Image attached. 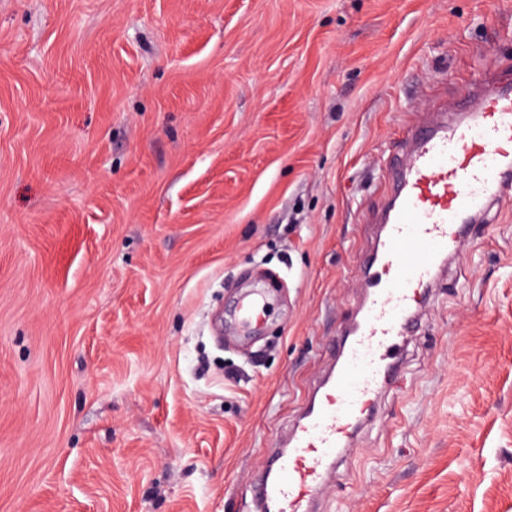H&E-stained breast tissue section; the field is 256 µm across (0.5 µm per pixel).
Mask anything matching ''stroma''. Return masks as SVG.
Returning a JSON list of instances; mask_svg holds the SVG:
<instances>
[{
  "instance_id": "obj_1",
  "label": "stroma",
  "mask_w": 512,
  "mask_h": 512,
  "mask_svg": "<svg viewBox=\"0 0 512 512\" xmlns=\"http://www.w3.org/2000/svg\"><path fill=\"white\" fill-rule=\"evenodd\" d=\"M497 69L512 0H0V512H256L405 123ZM353 447L316 512H512V199ZM236 313L247 329L261 324L268 314V302L262 290H255L244 296L238 303Z\"/></svg>"
}]
</instances>
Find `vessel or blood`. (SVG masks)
I'll return each mask as SVG.
<instances>
[{
    "label": "vessel or blood",
    "mask_w": 512,
    "mask_h": 512,
    "mask_svg": "<svg viewBox=\"0 0 512 512\" xmlns=\"http://www.w3.org/2000/svg\"><path fill=\"white\" fill-rule=\"evenodd\" d=\"M386 170L381 231L357 312L287 447L266 464L254 492L257 505L273 512H312L333 460L351 453L356 429L394 381L435 276L467 245L475 222L512 195V80L485 77L453 113L407 125L402 151ZM236 313L245 328L261 324L264 292L244 296Z\"/></svg>",
    "instance_id": "b4317fda"
}]
</instances>
